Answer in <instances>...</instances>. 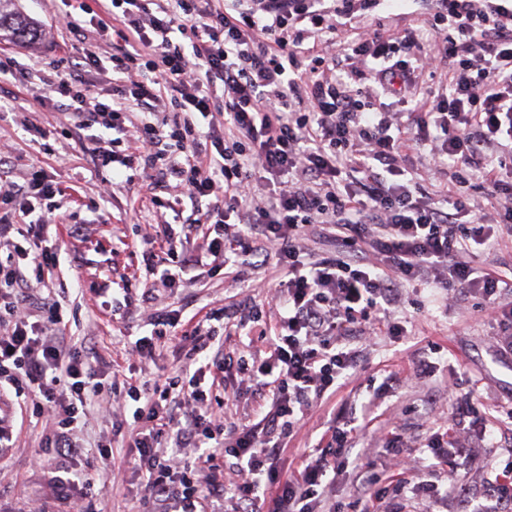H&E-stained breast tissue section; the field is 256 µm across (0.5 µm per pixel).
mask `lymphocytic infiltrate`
<instances>
[{"label": "lymphocytic infiltrate", "mask_w": 512, "mask_h": 512, "mask_svg": "<svg viewBox=\"0 0 512 512\" xmlns=\"http://www.w3.org/2000/svg\"><path fill=\"white\" fill-rule=\"evenodd\" d=\"M434 36L425 50L417 31L353 32L357 13L379 0H55L59 24L72 37L71 57L49 62L45 83L65 99L63 123L95 167L138 162L157 188H180L192 220L142 236V258L167 285L192 270L216 271L241 260L277 258L283 266L279 313L244 299L197 321L180 311L152 317L149 334L127 342L128 359L151 358L172 340L189 347L186 365L164 383L133 377L103 384L89 356L62 330L53 287L59 264V211L70 199L40 169L24 185L0 192V397L30 389L56 422L58 456L86 448L74 432L90 413L124 402L135 432L133 467L165 512H342L326 489L344 468L357 475L360 512H404L407 487L432 504L465 497L449 458L477 464L478 448L440 449L395 486L383 485L357 448L363 426L352 407H338L296 473L279 460L312 408L335 395L359 365L353 343L399 336L382 315L400 301L402 284L424 282L481 297L499 328V348L512 354V277L480 265L481 246L512 237V0H427ZM115 41H108L109 31ZM447 58L449 82L407 113L381 112L378 93L407 96L415 69L435 71ZM110 62L97 84L87 70ZM368 70L369 85L349 79ZM146 117L132 122L130 111ZM424 151L434 193L410 175ZM494 198L497 218L468 205L471 179ZM331 238L323 256L305 248L310 232ZM266 340L265 357L227 352L218 322ZM235 374L233 399H252L255 418L214 409L217 388ZM474 418L493 443L512 423L481 416L477 397L457 404L451 419ZM198 449L195 461L184 448ZM233 457L238 476L226 485L219 463Z\"/></svg>", "instance_id": "obj_1"}]
</instances>
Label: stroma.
Instances as JSON below:
<instances>
[{
	"label": "stroma",
	"instance_id": "stroma-1",
	"mask_svg": "<svg viewBox=\"0 0 512 512\" xmlns=\"http://www.w3.org/2000/svg\"><path fill=\"white\" fill-rule=\"evenodd\" d=\"M425 0H384L372 12L355 18L359 27L384 23L400 32L423 29ZM71 43L61 36H45L34 46L5 44L0 51L11 54L30 67L27 80L0 87V96L14 110L0 119V159L11 169L0 187L22 183L30 168H43L48 176L67 187L77 220L91 222L87 239L69 240L62 247L58 284L67 290L64 320L76 342L94 347L100 356L98 369L103 382H110L114 366L123 364L124 350L118 338L124 326L123 310L113 308L111 293L101 292L105 265L117 273L144 274L140 236L149 232L157 218L172 220L164 210L155 216L150 201L149 179L141 170L132 178L95 168L88 154L59 126L57 113L40 104L47 95L39 70L44 62L69 54ZM39 127V134L25 132V125ZM111 180L112 198L97 211L87 209L102 180ZM281 279L276 259L256 268L249 286L236 283L224 272L182 276L180 281L158 287V307L174 305L183 318H191L202 307L219 308L246 298L268 303L276 295ZM407 305L395 310L394 319H408V333L396 339L380 336L374 342H357L360 352L356 374L335 396L312 410L301 434L291 441L281 461L284 471L296 470L326 429L336 405L370 404L369 424L357 447L374 472L392 475L396 460L389 450L393 434H400L411 450V464L422 469L427 459L425 446L435 421L447 419L457 403L476 394L486 406L512 402V355L500 353L497 329L487 322L476 299L463 300L453 294L418 289L409 292ZM430 363L425 377L374 392L371 380L391 373L406 374L418 361ZM13 420V446L0 454V512H139L146 494L144 483L127 463L130 414L115 408L107 418H93L82 434L94 449L78 459L77 467L89 474L100 471L98 446L109 447L112 479L96 488L92 497L71 505L58 500L50 482L52 470L62 458L47 448L53 430L50 412L22 413L15 396L0 398V416Z\"/></svg>",
	"mask_w": 512,
	"mask_h": 512
}]
</instances>
